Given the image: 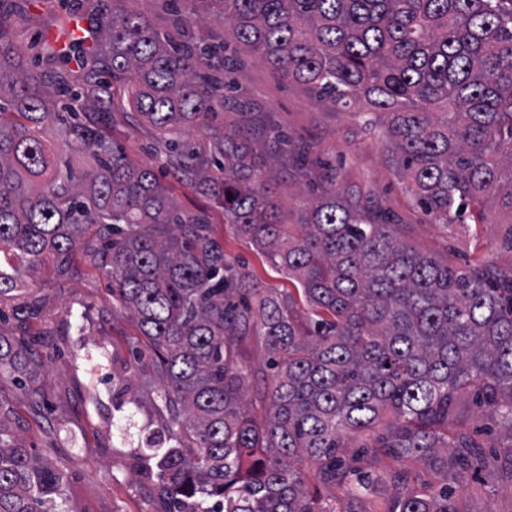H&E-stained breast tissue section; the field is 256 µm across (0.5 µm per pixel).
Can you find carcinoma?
Listing matches in <instances>:
<instances>
[{"label": "carcinoma", "instance_id": "carcinoma-1", "mask_svg": "<svg viewBox=\"0 0 512 512\" xmlns=\"http://www.w3.org/2000/svg\"><path fill=\"white\" fill-rule=\"evenodd\" d=\"M0 0V299L49 259L56 280L79 250L106 269L135 320L165 393L168 418L140 448L138 474L165 512H327L300 466L325 489L372 480L364 455L395 464L387 512H463L453 484L492 467L512 481V268L477 257L460 269L397 236L383 214L314 174L305 148L281 152L262 113L251 133L210 122L224 95L206 72L205 40L177 41L144 15L85 18L49 68L23 53ZM233 27L240 47L317 101L361 109L383 125L418 204L438 224L482 220L484 200L512 207V0H176ZM168 146L166 174L211 200L295 287L268 293L224 252L208 211L183 212L151 167L108 141L113 87ZM58 127L51 145L44 129ZM209 154L182 142L191 128ZM326 183L306 208L284 210L281 181ZM42 301L14 305L0 335V375L38 372L50 331L32 334ZM264 337L274 369L249 408L244 336ZM496 420L507 452L489 461L458 414L465 397ZM355 435L360 449L342 456ZM423 462L440 483L411 485ZM62 470L26 448L0 405V512H56Z\"/></svg>", "mask_w": 512, "mask_h": 512}]
</instances>
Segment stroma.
I'll return each instance as SVG.
<instances>
[{"instance_id": "obj_1", "label": "stroma", "mask_w": 512, "mask_h": 512, "mask_svg": "<svg viewBox=\"0 0 512 512\" xmlns=\"http://www.w3.org/2000/svg\"><path fill=\"white\" fill-rule=\"evenodd\" d=\"M97 0H13L14 23L26 39L43 40L71 29L68 14L89 9ZM196 37L224 42L233 65L223 74L225 96L263 113L294 142L336 169V181L349 194L385 210L402 227L403 241L417 250L461 267L480 255L497 267L512 268V208L501 198L485 204L486 221L437 224L415 201L408 180L391 161L381 129L364 130L350 109L317 102L306 86L280 80L253 54L240 49L230 26L208 20L193 24ZM113 139L138 166H159L167 152L122 90H115ZM224 249L259 277L264 287H288L284 271L272 267L245 239L227 233L215 216ZM74 276L56 282L52 265L33 276L43 311L39 328L53 336L44 349L42 373L16 381L0 378V404L9 408L12 426L26 447L46 454L65 475L62 506L66 512H162L152 484L139 479L135 450L144 428H157L165 413L163 392L153 382V355L136 323L112 297L109 279L74 253ZM133 381V402L112 407L113 377ZM30 388L42 389L45 402L32 409ZM468 512H512V481L492 470L478 472L459 487Z\"/></svg>"}]
</instances>
